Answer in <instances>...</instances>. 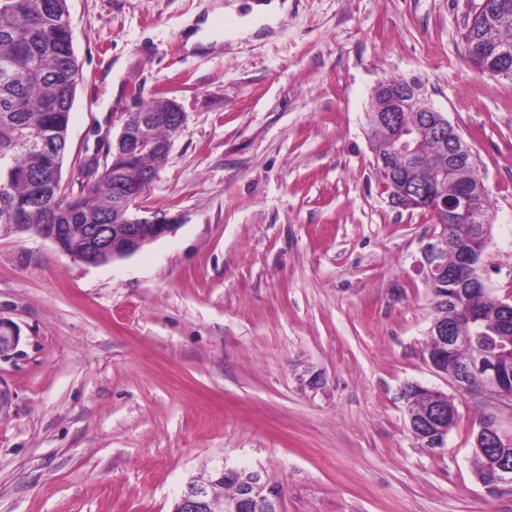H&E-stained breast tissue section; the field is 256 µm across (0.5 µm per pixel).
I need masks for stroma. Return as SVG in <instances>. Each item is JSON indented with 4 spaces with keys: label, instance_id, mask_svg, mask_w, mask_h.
<instances>
[{
    "label": "stroma",
    "instance_id": "35a3bbf8",
    "mask_svg": "<svg viewBox=\"0 0 512 512\" xmlns=\"http://www.w3.org/2000/svg\"><path fill=\"white\" fill-rule=\"evenodd\" d=\"M248 0H68L83 79L63 176L104 158L112 119L172 97L186 119L143 200L174 230L88 265L0 234V512H171L228 463L283 488V512H512L471 467L484 403L456 396L445 447L408 428L403 387L448 391L425 361L427 211L389 205L365 113L420 77L478 160L512 287V87L479 74L475 0H288L272 32L187 49L204 10ZM20 342L19 328L13 322L0 317V361L14 358L20 352Z\"/></svg>",
    "mask_w": 512,
    "mask_h": 512
}]
</instances>
